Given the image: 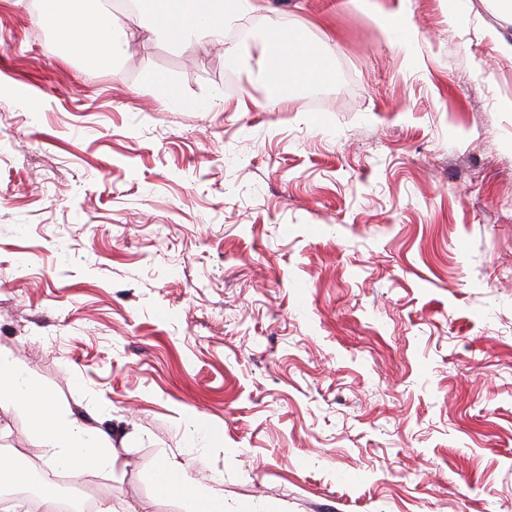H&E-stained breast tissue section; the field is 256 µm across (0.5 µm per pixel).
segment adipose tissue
<instances>
[{
  "instance_id": "ef3b65f1",
  "label": "adipose tissue",
  "mask_w": 512,
  "mask_h": 512,
  "mask_svg": "<svg viewBox=\"0 0 512 512\" xmlns=\"http://www.w3.org/2000/svg\"><path fill=\"white\" fill-rule=\"evenodd\" d=\"M151 33L168 43L189 47L210 39L224 40V22L229 14L254 12L261 0H137ZM44 11L62 31L70 52L85 60L109 63L129 52L126 32L116 28L106 9H93L90 0H43ZM280 61L265 66L262 78L266 107H275L288 86L335 81L334 57L328 47L310 52L309 44L296 35H286L278 45ZM30 412L35 427L46 442L50 463L56 467L83 472L109 469L114 459L109 449L92 445L85 428L60 419L51 399L32 387L24 369L0 355V397ZM154 478L159 491L179 498L183 512H224V494L194 491L184 467L163 460Z\"/></svg>"
}]
</instances>
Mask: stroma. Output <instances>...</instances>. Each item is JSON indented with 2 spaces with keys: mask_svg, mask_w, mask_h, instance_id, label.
Wrapping results in <instances>:
<instances>
[{
  "mask_svg": "<svg viewBox=\"0 0 512 512\" xmlns=\"http://www.w3.org/2000/svg\"><path fill=\"white\" fill-rule=\"evenodd\" d=\"M372 3L183 50L112 0L131 49L90 67L0 0V352L117 456L96 503L181 512L168 455L226 512H512V22ZM280 31L338 79L237 111ZM0 460L64 475L9 404ZM378 18L380 24L392 32L395 29L394 25L398 27L400 34L399 37H395V39L400 46H405L410 36L415 32L414 24L406 12L400 15L393 13L379 14Z\"/></svg>",
  "mask_w": 512,
  "mask_h": 512,
  "instance_id": "stroma-1",
  "label": "stroma"
}]
</instances>
